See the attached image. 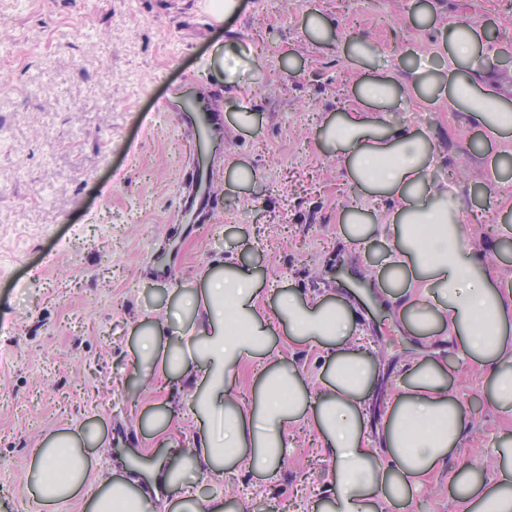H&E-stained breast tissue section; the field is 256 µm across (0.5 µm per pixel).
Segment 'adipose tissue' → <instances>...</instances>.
Here are the masks:
<instances>
[{"label": "adipose tissue", "mask_w": 512, "mask_h": 512, "mask_svg": "<svg viewBox=\"0 0 512 512\" xmlns=\"http://www.w3.org/2000/svg\"><path fill=\"white\" fill-rule=\"evenodd\" d=\"M448 70L413 72L411 89L393 79L357 80L360 101L376 104L329 115L320 142L363 192L395 198L396 208L373 217L360 207L340 213L347 238L380 241L386 271L379 286L399 304L397 317L425 340L448 335L463 357L487 368L486 396L512 412V289L495 281L493 270L460 220L456 193L436 183L432 171L438 149L429 133L394 120L407 91L447 96L469 126L498 137L512 131V101L489 78L480 34L467 22L448 29ZM257 278L247 265L229 259L223 270L202 273L197 285L179 290L171 310L179 319H146L137 333L135 364L150 376L187 377L200 430L192 447L173 439L174 410L149 416L146 428L179 460L158 463L164 484L181 483L185 471L202 480L244 469L271 476L291 451L288 429L305 423L322 437L332 461L327 472L329 512H393L412 505L429 478L445 468L449 454L469 430L462 401L448 385L445 366L424 355L407 373L391 402L377 440L367 432L365 404L378 376L368 354L351 348L356 305L340 297H307L282 291L264 318ZM289 341L323 349L321 388L310 391L304 374L272 358L270 320ZM269 358L260 374L249 411L233 391L239 366ZM99 432L60 431L43 439L29 469L26 491L43 512H64L87 485H96L93 512H153V490L111 471H94L89 448L102 446ZM498 479L486 481L463 467L454 474L453 498L464 512H512V437L495 443Z\"/></svg>", "instance_id": "obj_1"}]
</instances>
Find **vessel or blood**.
Returning <instances> with one entry per match:
<instances>
[{
    "label": "vessel or blood",
    "mask_w": 512,
    "mask_h": 512,
    "mask_svg": "<svg viewBox=\"0 0 512 512\" xmlns=\"http://www.w3.org/2000/svg\"><path fill=\"white\" fill-rule=\"evenodd\" d=\"M223 90L220 85H197L182 92L178 103L161 100L157 111L174 112L180 130L191 136V165L186 174L188 191L183 197L182 211L193 212L198 220H206L214 210V201L222 187L216 183L214 171L217 155L214 143L224 139Z\"/></svg>",
    "instance_id": "1"
}]
</instances>
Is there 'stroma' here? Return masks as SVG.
Here are the masks:
<instances>
[{
  "label": "stroma",
  "instance_id": "stroma-1",
  "mask_svg": "<svg viewBox=\"0 0 512 512\" xmlns=\"http://www.w3.org/2000/svg\"><path fill=\"white\" fill-rule=\"evenodd\" d=\"M233 18L211 27L199 0H0V504L35 512L24 494L34 448L59 430L97 429L103 465L134 455L151 463L165 448L139 426L144 412L179 405L174 437L189 443L200 426L184 380L153 378L132 390L130 359L140 314L164 316L171 291L191 288L205 268L244 260L262 300L281 290L347 297L336 269L369 284L358 291L356 339L378 362L367 403L377 431L388 403L424 341L379 307L371 283L382 243L347 242L339 210L355 199L376 212L395 202L371 197L315 138L323 118L356 103L362 76L410 81L411 68L448 63V26L482 30L492 74L512 90V0H241ZM320 13L338 43L355 35L374 56H344L305 34ZM249 53L237 85L224 90V192L207 224L176 223L189 143L157 99L197 80L223 85L216 44ZM248 107L250 127L235 114ZM396 121L430 131L439 147L435 178L458 190L462 220L501 280L512 279V212L505 192L485 194L491 163L512 136L486 142L446 98L413 100ZM257 174L233 180L234 166ZM448 381L467 404L470 429L446 468L409 512H462L450 497L461 464L496 475L491 443L512 433V417L484 395L487 370L437 346ZM291 455L272 479L247 470L217 482L187 472L203 496L221 492L256 512H308L327 496L330 465L317 434L289 430ZM139 471L151 480L153 468Z\"/></svg>",
  "mask_w": 512,
  "mask_h": 512
}]
</instances>
